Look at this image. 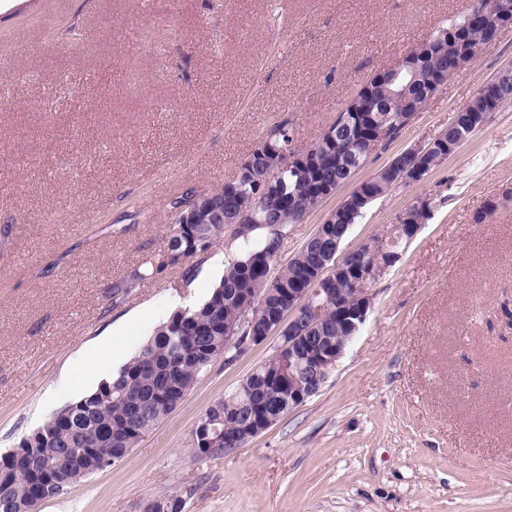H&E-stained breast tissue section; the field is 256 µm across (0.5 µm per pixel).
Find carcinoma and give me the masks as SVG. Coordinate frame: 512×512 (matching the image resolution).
Returning <instances> with one entry per match:
<instances>
[{
	"instance_id": "cac0c4a2",
	"label": "carcinoma",
	"mask_w": 512,
	"mask_h": 512,
	"mask_svg": "<svg viewBox=\"0 0 512 512\" xmlns=\"http://www.w3.org/2000/svg\"><path fill=\"white\" fill-rule=\"evenodd\" d=\"M487 0H470L461 14L448 19L436 34L450 30L467 33L476 43L489 37L486 24L475 19ZM417 56L416 74H401L392 79L383 75L380 81L371 77L375 99L391 103L386 113L389 140L398 137L406 126L407 108L403 99H413L421 109L431 99L428 85L438 77L453 72L455 49L451 44L434 49L428 43L411 50ZM470 112L457 111L453 121L434 139L424 159L431 171L448 156L444 143L455 139ZM353 115L339 113L322 135L307 149L304 166H283L270 174L267 193L254 198L259 178L267 169L264 158L290 153L294 129L282 124L263 137L250 151L237 174L225 182L216 196L224 197V223L171 224L167 249L162 251L144 272L112 283V301L126 295L140 281L169 269L164 258L171 251H185L187 258L206 252L230 233L237 253L224 264V276L200 306L180 311L160 325L140 353L123 366L118 376L102 383L96 391L56 413L41 428L23 438L25 446L38 449L31 463L0 478V512H12L17 502L37 493L39 473L53 470L56 484L67 489L91 475V460L106 456L116 463L123 460L141 438L167 418L195 386L211 361L229 354L224 330L246 328L248 319H279L288 312V289L310 288L322 269V251L330 239L309 238L282 267L278 275L271 268L280 257L288 238V226L300 222L320 202L319 186L336 177L350 179L352 171L366 163L367 143L355 133ZM397 185L395 178L377 174L369 185L376 198L385 197ZM265 230L262 238L254 232ZM337 302L327 305L328 317L322 321L318 335L339 341L347 335L336 317ZM278 358L273 357L257 367L245 383L211 405L205 415L214 427L217 447L208 450L200 441H190L198 460L218 457L226 448H239L248 442L241 432L258 427V412L265 408L282 416L293 408L288 403V388L275 378Z\"/></svg>"
}]
</instances>
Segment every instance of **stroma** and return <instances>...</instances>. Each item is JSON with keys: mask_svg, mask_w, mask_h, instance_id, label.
<instances>
[{"mask_svg": "<svg viewBox=\"0 0 512 512\" xmlns=\"http://www.w3.org/2000/svg\"><path fill=\"white\" fill-rule=\"evenodd\" d=\"M466 0H0V454L76 402L112 325L124 360L151 325L201 304L220 242L185 270L131 277L168 243L169 203L231 179L277 126L305 150L374 73ZM512 65V29L453 75L356 175L431 141ZM512 103L423 181L395 188L340 250L397 246L358 336L321 391L224 455L197 460L199 419L274 354L215 359L120 462L40 512H512ZM499 199L483 223L475 217ZM425 199L416 235L405 209Z\"/></svg>", "mask_w": 512, "mask_h": 512, "instance_id": "35a3bbf8", "label": "stroma"}]
</instances>
